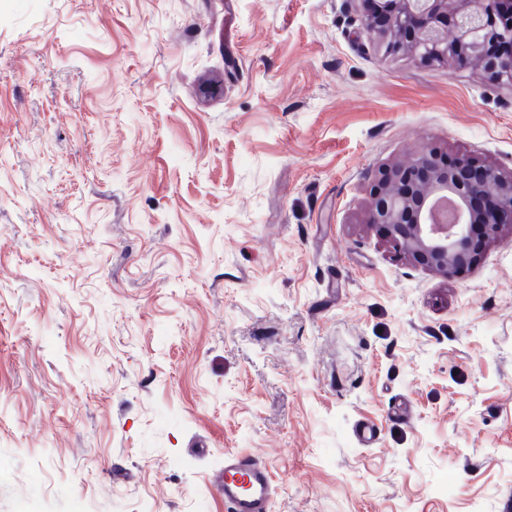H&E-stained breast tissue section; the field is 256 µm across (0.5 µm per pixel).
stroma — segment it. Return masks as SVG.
Here are the masks:
<instances>
[{
  "instance_id": "obj_1",
  "label": "stroma",
  "mask_w": 512,
  "mask_h": 512,
  "mask_svg": "<svg viewBox=\"0 0 512 512\" xmlns=\"http://www.w3.org/2000/svg\"><path fill=\"white\" fill-rule=\"evenodd\" d=\"M363 12L0 0V512H226L228 453L270 512H503L512 228L446 276L365 217L426 144L512 176V84ZM222 473L212 479L228 512H267L272 479L265 463L247 453L225 454Z\"/></svg>"
}]
</instances>
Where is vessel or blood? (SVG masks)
Segmentation results:
<instances>
[{
  "instance_id": "vessel-or-blood-1",
  "label": "vessel or blood",
  "mask_w": 512,
  "mask_h": 512,
  "mask_svg": "<svg viewBox=\"0 0 512 512\" xmlns=\"http://www.w3.org/2000/svg\"><path fill=\"white\" fill-rule=\"evenodd\" d=\"M214 483L224 495L228 512H268L272 479L259 457L247 453L225 455L222 472Z\"/></svg>"
}]
</instances>
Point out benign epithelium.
<instances>
[{
    "label": "benign epithelium",
    "instance_id": "7a95c632",
    "mask_svg": "<svg viewBox=\"0 0 512 512\" xmlns=\"http://www.w3.org/2000/svg\"><path fill=\"white\" fill-rule=\"evenodd\" d=\"M367 34L390 52L425 61L477 62L512 82V0H366ZM367 223L395 253L445 273L466 270L512 224V179L470 156L447 159L431 146L380 172Z\"/></svg>",
    "mask_w": 512,
    "mask_h": 512
}]
</instances>
